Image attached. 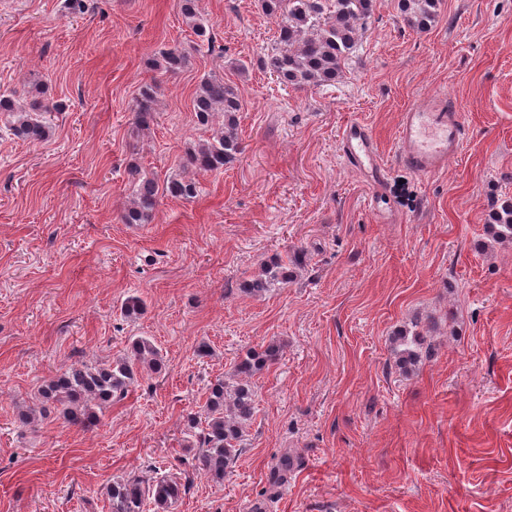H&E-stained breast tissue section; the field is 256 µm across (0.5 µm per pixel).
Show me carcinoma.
Wrapping results in <instances>:
<instances>
[{
	"instance_id": "carcinoma-1",
	"label": "carcinoma",
	"mask_w": 512,
	"mask_h": 512,
	"mask_svg": "<svg viewBox=\"0 0 512 512\" xmlns=\"http://www.w3.org/2000/svg\"><path fill=\"white\" fill-rule=\"evenodd\" d=\"M181 12L187 24L203 42L210 41L209 19L197 10V0H180ZM442 0H398L402 21L410 28L424 31L432 26ZM373 0H261L262 10L278 17L276 44L264 54L262 64L280 83L294 89L318 87L336 82L343 74L346 62L355 52L365 24L371 18ZM187 56L178 49L160 53L153 67L162 76L182 69ZM156 90L150 84L143 88L136 101L135 119L143 130L150 129L156 112ZM242 102L234 87L224 77L208 75L201 79L194 98V111L200 125L212 124L216 114H222V127L212 138L186 151L184 167L197 172L224 169L242 153L238 136V113ZM60 111L57 104L33 101L25 106L11 95H0V112L11 117L12 135L31 143L47 140L52 132L48 115ZM165 195L175 199H192L198 194V183L180 174L167 179ZM159 188L149 178L135 181L132 200L122 215L126 224H148L159 205ZM496 237L512 241V200L502 202L495 213ZM303 264L302 253L295 252L286 265L272 260L262 272L247 283L246 291L261 295L278 283L291 279L289 266ZM145 301L130 295L121 304V313L133 319L145 311ZM401 347L397 362L405 368L418 362V354L406 335L396 338ZM279 349L270 344L263 350H249L237 363L234 373L239 381L228 385L219 379L209 391L204 405L205 427L195 434L202 448L199 463L205 473L216 481L224 480L227 469L238 457V443L243 426L255 412L251 378L273 363ZM164 359L157 346L146 337L132 340L127 353L103 365L80 364L56 375L39 392L40 406L21 413L20 421L32 424L39 415L53 408L66 421L84 428L100 422L98 409L123 400L137 375L144 371L160 372ZM184 484L167 477L144 480L138 476L112 482L107 488L111 512H170L182 494Z\"/></svg>"
}]
</instances>
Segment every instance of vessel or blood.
Wrapping results in <instances>:
<instances>
[{
	"mask_svg": "<svg viewBox=\"0 0 512 512\" xmlns=\"http://www.w3.org/2000/svg\"><path fill=\"white\" fill-rule=\"evenodd\" d=\"M463 144L461 116L447 96L432 95L402 111L397 156L415 174L439 173L450 157L460 153ZM339 148L346 162L371 187L373 196H380L386 168L372 130L360 122L347 124Z\"/></svg>",
	"mask_w": 512,
	"mask_h": 512,
	"instance_id": "1",
	"label": "vessel or blood"
}]
</instances>
